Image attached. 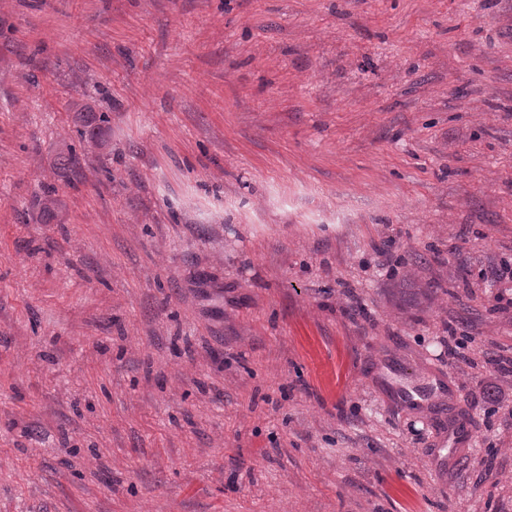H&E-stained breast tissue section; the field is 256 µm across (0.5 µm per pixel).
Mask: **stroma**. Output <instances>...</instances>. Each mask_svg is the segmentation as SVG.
<instances>
[{
    "mask_svg": "<svg viewBox=\"0 0 512 512\" xmlns=\"http://www.w3.org/2000/svg\"><path fill=\"white\" fill-rule=\"evenodd\" d=\"M511 259L512 0H0V512H512ZM82 128L78 130L81 142H87L89 147L102 146L101 137L104 131L103 124L108 122L104 113L85 112L80 118ZM56 169L61 177L68 184L75 185L82 179V165L80 154L77 153L74 146L67 148V151H61L55 162Z\"/></svg>",
    "mask_w": 512,
    "mask_h": 512,
    "instance_id": "1",
    "label": "stroma"
}]
</instances>
